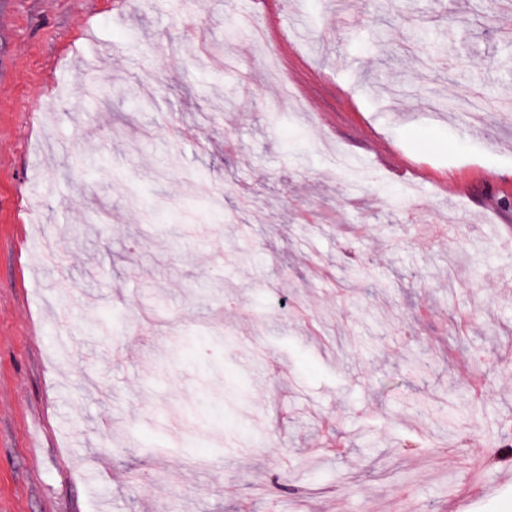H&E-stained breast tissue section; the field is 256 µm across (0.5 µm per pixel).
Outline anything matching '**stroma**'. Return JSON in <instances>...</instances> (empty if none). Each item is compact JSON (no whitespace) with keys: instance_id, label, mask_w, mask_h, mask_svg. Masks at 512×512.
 Wrapping results in <instances>:
<instances>
[{"instance_id":"35a3bbf8","label":"stroma","mask_w":512,"mask_h":512,"mask_svg":"<svg viewBox=\"0 0 512 512\" xmlns=\"http://www.w3.org/2000/svg\"><path fill=\"white\" fill-rule=\"evenodd\" d=\"M506 10L0 0V512H512Z\"/></svg>"}]
</instances>
